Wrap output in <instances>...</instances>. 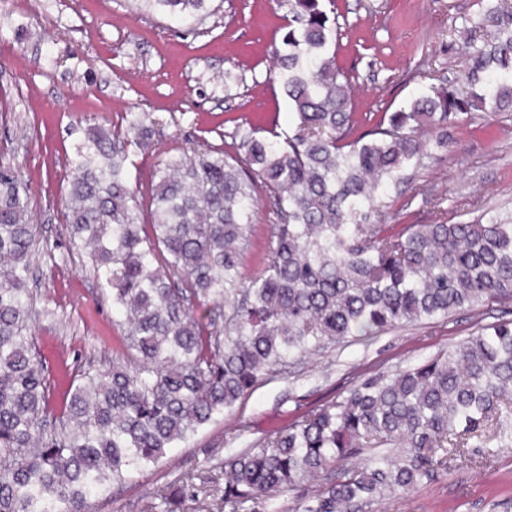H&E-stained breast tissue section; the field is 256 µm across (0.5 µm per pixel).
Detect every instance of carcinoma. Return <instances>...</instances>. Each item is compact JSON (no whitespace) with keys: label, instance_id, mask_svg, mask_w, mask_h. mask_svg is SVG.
Segmentation results:
<instances>
[{"label":"carcinoma","instance_id":"1","mask_svg":"<svg viewBox=\"0 0 512 512\" xmlns=\"http://www.w3.org/2000/svg\"><path fill=\"white\" fill-rule=\"evenodd\" d=\"M195 18L212 0H142ZM453 82L356 135L350 78L336 63L333 0H281L287 31L278 79L296 132L285 142L243 138L251 176L211 148L155 173L151 223L140 221L126 148H149L140 119L80 138L70 163L67 224L124 313L118 359L73 381L62 415L29 336L36 228L17 173L0 167V512H87L89 499L157 464L172 443L230 412L290 358L449 314L512 301V216L472 223H383L381 194L448 146L460 114L512 112V6ZM273 204L268 257L242 276L256 210L254 183ZM230 307L224 325L211 305ZM488 439L512 448V323L481 326L416 365L357 379L346 395L224 456V506L266 502L322 477L301 512H376L454 457ZM364 448H385L352 463ZM167 512L193 509L196 491L161 492Z\"/></svg>","mask_w":512,"mask_h":512}]
</instances>
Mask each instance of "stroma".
Masks as SVG:
<instances>
[{"label":"stroma","instance_id":"1","mask_svg":"<svg viewBox=\"0 0 512 512\" xmlns=\"http://www.w3.org/2000/svg\"><path fill=\"white\" fill-rule=\"evenodd\" d=\"M211 7L202 21L185 24L141 0H0V166L17 172L36 224L28 286L52 413L75 372L111 365L117 335L109 292L65 224L77 139L97 124L123 128L143 118L151 147H129L126 168L145 219L152 175L171 157L204 144L240 160L242 132L283 140L295 131L273 57L286 8L278 0H213ZM483 8L482 0H335L336 61L351 77L354 111L393 112L437 80L459 79L469 53L494 34L469 31ZM450 134L452 147L432 148L401 190L382 196L387 223L512 213V115L462 114ZM255 194L247 278L267 254L274 222L264 188ZM509 320L512 302H486L279 368L157 465L92 499L91 512H162L159 490L339 399L356 376L423 362L478 326ZM382 512H512V449L448 461L411 496L385 501Z\"/></svg>","mask_w":512,"mask_h":512}]
</instances>
